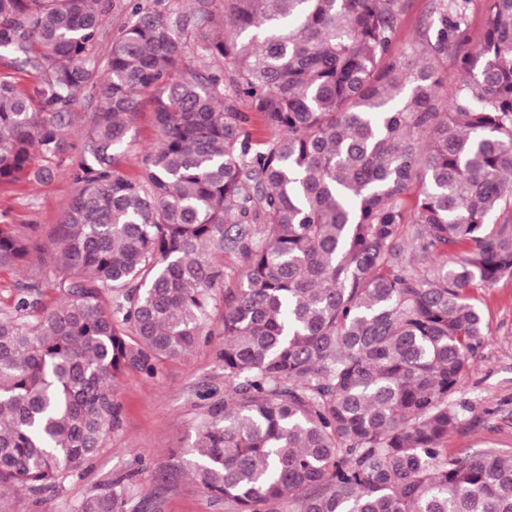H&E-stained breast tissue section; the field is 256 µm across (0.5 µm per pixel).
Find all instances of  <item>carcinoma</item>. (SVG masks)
Masks as SVG:
<instances>
[{"label": "carcinoma", "instance_id": "1", "mask_svg": "<svg viewBox=\"0 0 512 512\" xmlns=\"http://www.w3.org/2000/svg\"><path fill=\"white\" fill-rule=\"evenodd\" d=\"M468 3L432 0L395 53L405 0H0L3 66L38 75L0 76V185L77 184L50 245L0 225V271L35 254L52 276L0 314L1 488L93 456L119 377L195 350L221 286L195 473L229 512H512V453L443 447L487 336L476 293L512 280V0H489L450 94ZM45 286L66 301L28 313ZM127 505L110 481L79 512ZM94 107L95 99L84 94L77 100L73 108V112H76V120L69 139L71 148L66 155V164H69L71 167L75 166L80 158L88 116ZM157 137L156 129L152 122V112L146 107L139 113L132 131L129 135L130 146L125 152L123 171L131 177H136L141 171V159L144 148Z\"/></svg>", "mask_w": 512, "mask_h": 512}]
</instances>
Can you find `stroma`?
<instances>
[{"mask_svg": "<svg viewBox=\"0 0 512 512\" xmlns=\"http://www.w3.org/2000/svg\"><path fill=\"white\" fill-rule=\"evenodd\" d=\"M156 137L152 112L143 109L122 165L128 176L139 175L143 150ZM76 189L68 177L0 186V224L49 242ZM214 295L208 344L159 362L154 375L126 373L115 392L119 422L97 452L42 493L0 490V512H77L96 486L124 476L131 479L128 512H227L223 498L194 475L195 433L206 412L202 395L224 386L217 356L224 344L223 289ZM477 303L488 335L455 395L468 410L445 443L452 456L512 452V281L478 291Z\"/></svg>", "mask_w": 512, "mask_h": 512, "instance_id": "35a3bbf8", "label": "stroma"}]
</instances>
